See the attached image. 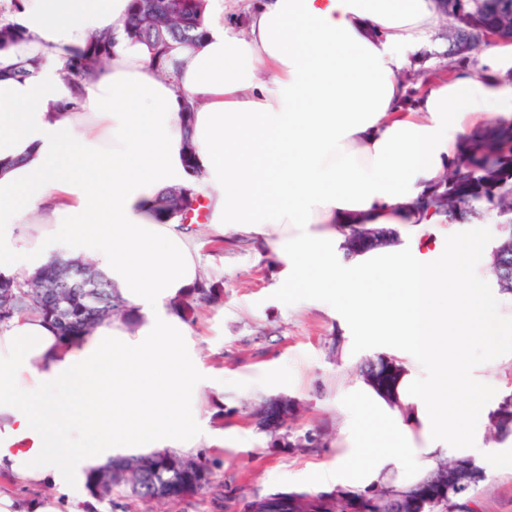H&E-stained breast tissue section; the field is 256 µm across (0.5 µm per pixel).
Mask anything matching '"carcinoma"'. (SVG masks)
I'll return each mask as SVG.
<instances>
[{
    "mask_svg": "<svg viewBox=\"0 0 512 512\" xmlns=\"http://www.w3.org/2000/svg\"><path fill=\"white\" fill-rule=\"evenodd\" d=\"M205 0H192L191 6L176 16L170 12V0H130L125 35L134 43L145 46L152 56L150 60L157 72L165 76L169 73V61L174 50L181 46L192 45L203 40L207 34L202 22ZM448 18L457 26L460 42L473 41L472 49H455L456 64H465L473 55L484 48L478 38L480 30L496 27L503 13L512 8V0H447ZM24 38V30L14 24L0 25V50L7 49ZM116 44L114 33L109 30L97 31L90 35L84 48L73 53L64 68L63 79L66 82L92 81L111 57ZM182 164L192 178L202 177L197 167L194 148L189 140L182 146ZM195 193L184 184L165 188L154 195L151 212L164 223L178 220L184 223L183 213L192 206ZM512 196V137H499L493 143L480 146L474 151L458 158L453 170L444 184L443 198L448 207H469V204L481 199L488 202H508ZM38 287L37 279L20 282L13 277L0 274V289L9 288L14 295L10 308L0 309V323L13 316L33 312L46 318L61 337L72 339L84 336L92 328L112 317L132 319L133 310L123 306L117 311L104 308L99 320L91 323L82 311L84 305L82 293L75 290L64 291V311H59L51 302L33 303L31 296ZM224 296V289L217 282L202 281L186 297L176 302L178 310L185 318L194 314L195 308L202 305H217ZM401 376L399 367L390 360L379 359L366 369L367 381L388 402L397 399V383ZM143 458L132 456L125 459L126 475L119 483L129 487H140L138 499L155 502L166 498V493L174 485L181 486L186 494H193L211 483L213 471L208 462L197 461L196 468L189 477L167 470H144ZM432 482L427 476L407 487L386 486L378 495L377 512H410L405 508L422 484ZM466 490L462 484L452 485L438 496L431 497L420 512H448L453 506L449 494L459 495Z\"/></svg>",
    "mask_w": 512,
    "mask_h": 512,
    "instance_id": "obj_1",
    "label": "carcinoma"
}]
</instances>
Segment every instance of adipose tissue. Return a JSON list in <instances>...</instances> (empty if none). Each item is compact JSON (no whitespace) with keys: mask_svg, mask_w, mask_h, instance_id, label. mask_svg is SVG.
<instances>
[{"mask_svg":"<svg viewBox=\"0 0 512 512\" xmlns=\"http://www.w3.org/2000/svg\"><path fill=\"white\" fill-rule=\"evenodd\" d=\"M128 0H0V24L25 37L0 51V271L25 280L55 260L86 256L134 309L63 340L37 314L0 324V512H84L90 471L113 459L209 448L204 389L224 383L202 367L196 331L174 307L200 280L193 231L160 223L150 201L196 184L215 239L232 233L268 255L281 286L384 322L429 373L399 382L433 446L471 459L465 433L496 422L503 403L473 402L470 342L488 345L494 306L472 263L483 244L464 235L433 262L420 251L341 264L349 225L405 224L437 234L428 200L472 135L512 126V42L495 40L472 69L399 73L440 22L436 0H257L241 29L224 0H206L207 35L175 54L159 78L142 46L123 40L95 83L62 77L89 33L122 27ZM40 62L17 77L21 60ZM79 100L71 111L63 102ZM198 101L183 133L182 100ZM393 296L368 291L372 277ZM459 403L447 407L445 388ZM40 488L20 500L14 486Z\"/></svg>","mask_w":512,"mask_h":512,"instance_id":"obj_1","label":"adipose tissue"}]
</instances>
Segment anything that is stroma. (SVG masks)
Masks as SVG:
<instances>
[{"label": "stroma", "mask_w": 512, "mask_h": 512, "mask_svg": "<svg viewBox=\"0 0 512 512\" xmlns=\"http://www.w3.org/2000/svg\"><path fill=\"white\" fill-rule=\"evenodd\" d=\"M499 222L491 203H476L465 218L447 220V233L431 246L434 256L447 254L458 236L478 230L487 248L474 264L488 269ZM198 239L208 276L224 287L223 304L201 309L194 322L204 366L224 378L223 416L213 415L211 396H204L200 407L205 427L223 434L224 444L193 452L211 462L216 478L194 496L148 505L128 487H116L100 500L101 512H241L244 500L275 492L350 497L355 512H368L370 490L407 484V476L394 469L357 486L322 481L348 451L347 424H355L362 442L360 464L396 443L380 411L361 396L363 369L367 362L392 359L403 375L424 378L405 345L389 336L384 323L359 332L354 313L329 309L321 298L282 287L266 257L234 235L218 243L203 229ZM484 292L498 309L490 320L495 346L471 357L473 390L489 386L496 396L512 397V293L491 277ZM280 396L291 399L294 408L287 424L271 435L250 414ZM468 445L478 463L463 477L468 489L456 496L454 512H512V436L497 437L484 424Z\"/></svg>", "instance_id": "stroma-1"}]
</instances>
